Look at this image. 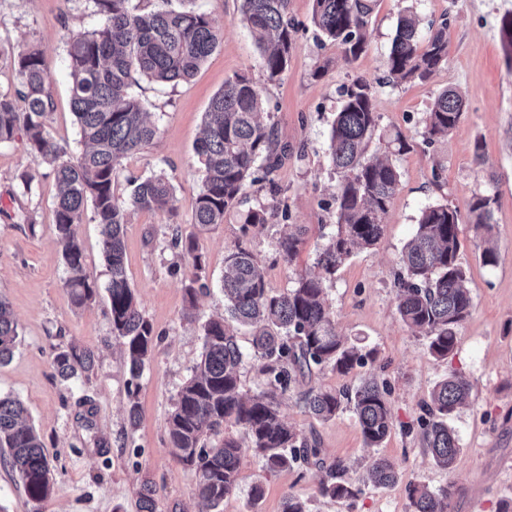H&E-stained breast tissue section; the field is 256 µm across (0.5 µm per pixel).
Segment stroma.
<instances>
[{
  "instance_id": "35a3bbf8",
  "label": "stroma",
  "mask_w": 512,
  "mask_h": 512,
  "mask_svg": "<svg viewBox=\"0 0 512 512\" xmlns=\"http://www.w3.org/2000/svg\"><path fill=\"white\" fill-rule=\"evenodd\" d=\"M195 7L210 16L220 43L188 80L141 78L132 85L158 135L124 160L115 178L122 198L130 191V180L160 171L176 188V217L136 211L124 227L127 279L159 337L139 380L137 424L127 419L129 373L112 338L106 296L77 308L63 288L67 272L54 234V180L29 153L25 135L0 144V296L8 300L20 332L11 361L0 366V395L24 404L44 444L53 491L42 512H138L139 493L146 485L152 489L154 512H208L193 474L167 444L168 414L199 359L201 323L224 312L222 280L229 248L246 239L267 287L276 292L290 289L298 275L316 272L317 248L336 222L329 206L336 176L326 154L328 132L341 105L342 86L357 78L370 85L380 116L378 132L384 140L373 143L372 152L386 154V137L398 133L411 144L393 158L401 182L381 217V238L346 260L326 290L337 334L375 351L376 359L346 374L314 369L301 388L280 401L288 424L317 441L322 458L348 464L351 482L360 483L362 465L372 457L387 460L397 481L387 488H364L353 499H331L319 491L322 473L317 467L270 473L247 449L239 463L238 488L220 512H282L291 495L306 501L310 512H408L409 489L418 484L449 488L447 512H498L500 505L512 504V63L499 35L502 16L512 13V0H377L367 49L352 62L337 45L317 39L310 22L312 0H289L293 49L287 70L274 82L263 74L239 0H196ZM408 8L425 26L448 20V59L427 81L386 85L384 62L397 21ZM101 23L87 0H0V92L17 88L11 55L38 49L49 73L48 129L73 159L82 145L71 107L67 41ZM237 73L252 78L269 100L270 121L280 142L293 151L273 173L272 183L248 190L249 203L256 206L269 203V187L277 185L289 222L303 227L300 253L290 264L278 258L286 225L281 219L271 218L246 234L233 213L204 229L190 223L201 186L195 145L212 96ZM446 88L464 94V113L447 139L428 147L421 138L424 119ZM436 167L443 170L439 182L432 178ZM25 171L38 178L31 201L18 195ZM480 192L495 197L498 260L492 266L481 261L468 212L470 199ZM438 202L459 211L460 261L473 298L470 316L456 329L455 350L445 359L431 355L427 337L400 319L395 287L399 257L421 209ZM173 219L183 231L196 232L204 272H197L172 246L168 224ZM198 279L203 289L188 297L187 286ZM71 346L95 354L93 374L73 383L56 377L52 366L53 348ZM452 370L470 381L472 397L449 420L462 454L454 470L443 471L427 455L419 418L435 384ZM368 377L387 386L395 424L377 447L366 445L351 408L323 421L300 400L301 389L339 391ZM257 482L264 495L253 503L249 490Z\"/></svg>"
}]
</instances>
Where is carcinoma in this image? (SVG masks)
I'll use <instances>...</instances> for the list:
<instances>
[{
    "label": "carcinoma",
    "instance_id": "carcinoma-1",
    "mask_svg": "<svg viewBox=\"0 0 512 512\" xmlns=\"http://www.w3.org/2000/svg\"><path fill=\"white\" fill-rule=\"evenodd\" d=\"M375 0H312L311 22L318 36L338 45L345 60L358 59L367 48L366 29ZM102 25L91 33L69 37L67 57L72 78L71 104L85 150L76 160L48 130L49 75L42 55L22 50L13 59L18 89L0 92V143L24 131L30 153L46 164L56 185L55 234L68 276L64 282L71 303L81 308L98 295L85 268L78 235L86 204L102 226L100 249L109 276L106 292L113 339L123 348L130 379L127 414L138 418V380L151 363L158 335L144 317L130 287L124 262V224L128 210H174L176 188L164 174L135 180L128 198H118L114 174L123 160L138 153L157 135L140 102L130 93L135 77L178 82L192 77L219 44V34L208 14L192 7L144 11L134 0H92ZM289 0H240L242 21L259 51L267 80L275 81L288 68L295 32L288 18ZM448 58V18L419 32L415 14L401 16L385 61L393 85L425 81ZM465 105L454 89L441 91L428 112L422 143L431 146L448 137L460 121ZM264 111L256 83L244 74L224 81L205 113L203 136L195 146L203 173L191 223H224V217L242 205L249 187L266 179L288 157L278 142L275 125L261 120ZM370 86L354 79L329 130L328 158L338 175L329 206L336 210V229L316 254L317 274H301L292 288L276 293L266 287L253 252L239 242L224 255L225 316L201 324L202 351L191 377L182 385L167 418V437L178 461L195 477L198 497L216 510L237 488L241 444L221 437L224 424L241 427L249 448L265 469L278 472L299 464L326 468L320 493L350 499L362 489L345 479L342 460L324 465L316 443L299 437L284 420L276 392L291 390L300 378L318 366L346 374L373 352L362 351L336 334L332 311L325 299L326 283L356 249L373 247L381 237V215L396 195L401 174L389 160L369 153L378 128ZM241 214L242 234L265 224L268 218L289 220L287 208L275 198ZM494 197L479 193L469 204L475 238L485 244L481 259L493 265L497 252L489 246L493 230ZM172 243L203 271L197 238L170 224ZM301 228L283 235L280 260L290 264L303 243ZM458 210L450 204L421 210L413 237L403 247L397 280V310L402 320L429 338V350L446 358L456 345V328L470 314L473 299L467 271L460 262ZM250 331L252 353L244 352L238 330ZM19 338L18 323L7 300L0 296V365L13 356ZM252 356L261 362L271 390L247 396L241 391L239 370ZM58 376L65 380L88 376L94 353L72 346L53 358ZM472 385L450 373L430 394L423 418V434L432 463L455 467L461 453L448 419L470 402ZM309 411L329 420L352 405L367 445H379L389 434L392 413L387 390L367 380L354 391L309 390L303 395ZM0 451L6 455L34 512L50 497L52 477L43 442L30 423L24 404L0 397ZM397 479L382 458L371 460L363 484L385 487ZM450 492L424 485L409 493L408 512H446Z\"/></svg>",
    "mask_w": 512,
    "mask_h": 512
}]
</instances>
